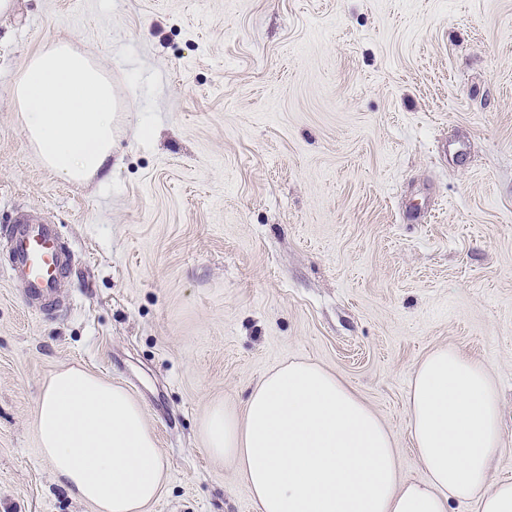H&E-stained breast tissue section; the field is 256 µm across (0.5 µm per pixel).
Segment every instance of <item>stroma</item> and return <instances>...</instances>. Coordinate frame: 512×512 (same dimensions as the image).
Returning a JSON list of instances; mask_svg holds the SVG:
<instances>
[{"instance_id":"obj_1","label":"stroma","mask_w":512,"mask_h":512,"mask_svg":"<svg viewBox=\"0 0 512 512\" xmlns=\"http://www.w3.org/2000/svg\"><path fill=\"white\" fill-rule=\"evenodd\" d=\"M53 40L109 74L112 166H41L9 87ZM72 264L29 306L0 237V512H94L56 481L41 388L80 365L143 405L169 467L147 512H258L199 436L270 369L316 362L420 479L406 395L441 345L496 378L512 480V0H16L0 15V227Z\"/></svg>"}]
</instances>
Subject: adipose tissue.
Instances as JSON below:
<instances>
[{"instance_id": "ef3b65f1", "label": "adipose tissue", "mask_w": 512, "mask_h": 512, "mask_svg": "<svg viewBox=\"0 0 512 512\" xmlns=\"http://www.w3.org/2000/svg\"><path fill=\"white\" fill-rule=\"evenodd\" d=\"M25 139L71 183L112 160L119 98L105 70L69 42L33 55L9 90ZM421 480L401 476L381 417L311 361L267 371L242 408L213 404L199 427L207 451L231 462L259 512H512V482L493 480L500 451L494 379L448 346L416 365L406 397ZM36 428L59 485L95 512H147L169 478L142 404L121 384L70 366L44 383Z\"/></svg>"}]
</instances>
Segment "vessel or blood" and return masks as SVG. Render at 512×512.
Listing matches in <instances>:
<instances>
[{
    "instance_id": "vessel-or-blood-1",
    "label": "vessel or blood",
    "mask_w": 512,
    "mask_h": 512,
    "mask_svg": "<svg viewBox=\"0 0 512 512\" xmlns=\"http://www.w3.org/2000/svg\"><path fill=\"white\" fill-rule=\"evenodd\" d=\"M5 236L10 274L21 284L30 303L51 306L68 265L54 227L40 223L34 215L23 214L16 224L6 228Z\"/></svg>"
}]
</instances>
